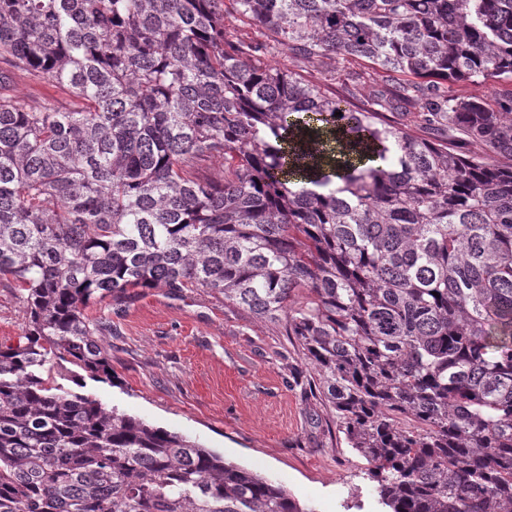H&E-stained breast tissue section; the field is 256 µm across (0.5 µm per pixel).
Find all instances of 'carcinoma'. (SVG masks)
<instances>
[{
	"instance_id": "carcinoma-1",
	"label": "carcinoma",
	"mask_w": 512,
	"mask_h": 512,
	"mask_svg": "<svg viewBox=\"0 0 512 512\" xmlns=\"http://www.w3.org/2000/svg\"><path fill=\"white\" fill-rule=\"evenodd\" d=\"M0 0V512H314L280 484L55 382L112 376L85 317L135 288H206L281 323L387 512H512V0ZM362 60L404 82L356 104L261 58ZM420 110L435 137L385 113ZM224 161V180L199 176ZM224 35L230 41L253 42L263 39L257 27L235 12L231 0H224ZM1 69L10 72L14 93L24 98L32 107L40 108L47 101L80 105V101L68 90L47 78L14 69L6 60L0 61ZM507 86L510 88V84L504 82H495L489 81L487 83L482 84H458L449 86V91L451 94L457 95H469V96H480L488 100L489 102H493L495 98V94L498 89ZM26 313L19 293L6 280L0 281V347L15 346L24 339Z\"/></svg>"
}]
</instances>
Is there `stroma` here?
Instances as JSON below:
<instances>
[{"instance_id": "stroma-1", "label": "stroma", "mask_w": 512, "mask_h": 512, "mask_svg": "<svg viewBox=\"0 0 512 512\" xmlns=\"http://www.w3.org/2000/svg\"><path fill=\"white\" fill-rule=\"evenodd\" d=\"M266 61L332 90L346 72L365 77L368 94L385 84L382 72L360 61L317 65L280 53ZM1 69L30 106L74 101L47 78L10 69L4 60ZM87 314L112 322L103 339L112 377L77 368L64 373L63 388L197 441L281 484L314 512H345L355 496L362 512H380L366 460L347 448L333 410L312 396L316 374L280 324L202 288H139L91 304ZM25 325L18 292L1 280L0 347L17 345Z\"/></svg>"}]
</instances>
